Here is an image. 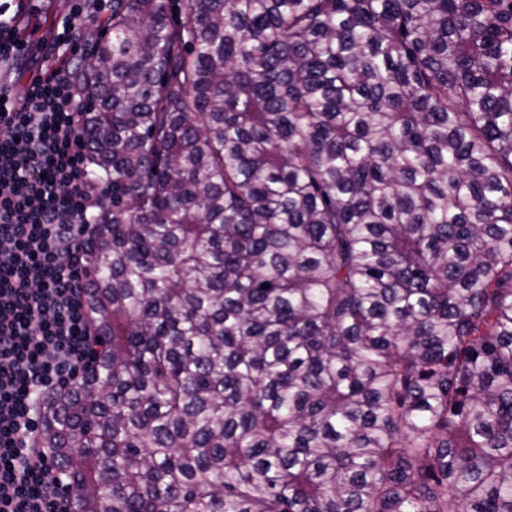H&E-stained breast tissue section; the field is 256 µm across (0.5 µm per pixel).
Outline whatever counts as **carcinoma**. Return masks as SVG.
I'll return each mask as SVG.
<instances>
[{"label": "carcinoma", "mask_w": 512, "mask_h": 512, "mask_svg": "<svg viewBox=\"0 0 512 512\" xmlns=\"http://www.w3.org/2000/svg\"><path fill=\"white\" fill-rule=\"evenodd\" d=\"M103 24L72 512H512V0Z\"/></svg>", "instance_id": "1"}]
</instances>
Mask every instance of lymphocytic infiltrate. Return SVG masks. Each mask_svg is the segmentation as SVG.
<instances>
[{
	"instance_id": "f902f5d3",
	"label": "lymphocytic infiltrate",
	"mask_w": 512,
	"mask_h": 512,
	"mask_svg": "<svg viewBox=\"0 0 512 512\" xmlns=\"http://www.w3.org/2000/svg\"><path fill=\"white\" fill-rule=\"evenodd\" d=\"M26 0H0V64L15 62ZM74 12L39 45L22 96L0 86V512H67L54 461L38 448L39 405L78 392L91 343L79 230L111 203L88 170L87 118L73 75Z\"/></svg>"
}]
</instances>
